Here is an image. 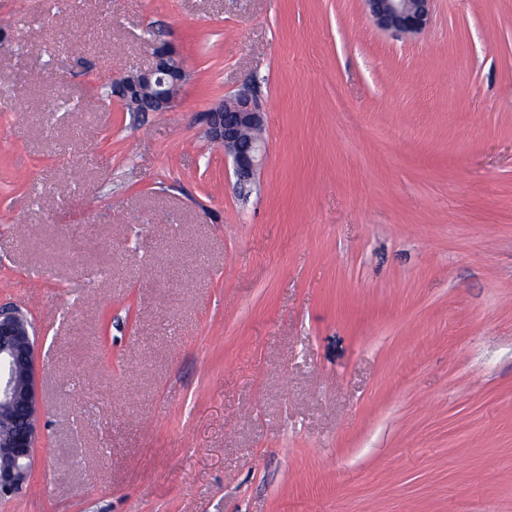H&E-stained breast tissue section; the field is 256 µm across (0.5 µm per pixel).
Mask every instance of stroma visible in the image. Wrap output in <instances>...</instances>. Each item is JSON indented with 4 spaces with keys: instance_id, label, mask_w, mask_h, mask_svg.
<instances>
[{
    "instance_id": "1",
    "label": "stroma",
    "mask_w": 512,
    "mask_h": 512,
    "mask_svg": "<svg viewBox=\"0 0 512 512\" xmlns=\"http://www.w3.org/2000/svg\"><path fill=\"white\" fill-rule=\"evenodd\" d=\"M0 512H512V0H0ZM179 48L166 112L105 99ZM250 90V188L203 114ZM434 0H364L373 23L380 29L418 35L432 20ZM37 339L27 312L0 304V498L28 483L40 437Z\"/></svg>"
}]
</instances>
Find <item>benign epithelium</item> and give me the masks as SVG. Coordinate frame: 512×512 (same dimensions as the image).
I'll use <instances>...</instances> for the list:
<instances>
[{
  "label": "benign epithelium",
  "mask_w": 512,
  "mask_h": 512,
  "mask_svg": "<svg viewBox=\"0 0 512 512\" xmlns=\"http://www.w3.org/2000/svg\"><path fill=\"white\" fill-rule=\"evenodd\" d=\"M433 0H364L380 29L418 35L432 20ZM187 72L178 49L168 41L151 45L147 67L117 80L115 97L135 112L172 108ZM209 140L232 159L240 183L250 182L264 151L259 132L264 113L247 91L214 104L205 112ZM37 329L29 314L0 304V498L23 490L31 475L40 437V395L36 370Z\"/></svg>",
  "instance_id": "7a95c632"
}]
</instances>
